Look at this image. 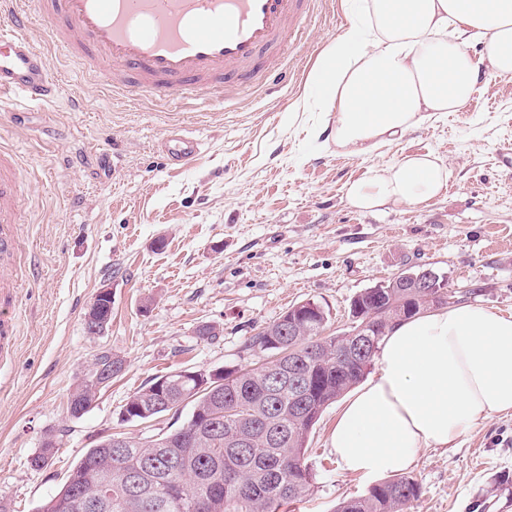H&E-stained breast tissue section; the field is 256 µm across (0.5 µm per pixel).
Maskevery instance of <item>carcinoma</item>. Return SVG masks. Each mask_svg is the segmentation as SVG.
Segmentation results:
<instances>
[{"mask_svg": "<svg viewBox=\"0 0 512 512\" xmlns=\"http://www.w3.org/2000/svg\"><path fill=\"white\" fill-rule=\"evenodd\" d=\"M420 288H367L352 301L350 315L371 333L374 349L345 357L348 336L325 334L328 314L316 302L291 307L262 327L245 345L259 358L252 366L224 371L216 395L214 381L182 378L175 370L135 392L128 417L154 421L183 404L192 406L178 429L158 439L128 441L112 452L97 444L69 471L67 481L37 512H85L79 495L99 500L97 512H282L310 491L313 474L305 463L309 434L325 409L358 384L373 364L392 324L414 315ZM295 326L299 335H288ZM281 361L303 381L300 391L277 382L269 357ZM93 361L112 362V376L125 369L124 358L101 349ZM98 388L93 371L68 401L88 410ZM57 452L48 438L30 461L46 466ZM421 497L418 481L393 475L365 494L340 501L334 512H408Z\"/></svg>", "mask_w": 512, "mask_h": 512, "instance_id": "cac0c4a2", "label": "carcinoma"}]
</instances>
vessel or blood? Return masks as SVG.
<instances>
[{
  "instance_id": "1",
  "label": "vessel or blood",
  "mask_w": 512,
  "mask_h": 512,
  "mask_svg": "<svg viewBox=\"0 0 512 512\" xmlns=\"http://www.w3.org/2000/svg\"><path fill=\"white\" fill-rule=\"evenodd\" d=\"M310 0H27L26 9L0 7V105L38 104L59 86L27 31L46 26L54 49L113 93L159 101L180 92L213 97L225 86L269 85L286 72L288 34ZM171 164L191 166L201 147L184 131L164 145ZM16 154L0 150V260L21 251ZM13 288L0 282V361L12 360L17 323L6 309Z\"/></svg>"
}]
</instances>
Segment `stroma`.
Wrapping results in <instances>:
<instances>
[{
    "label": "stroma",
    "instance_id": "35a3bbf8",
    "mask_svg": "<svg viewBox=\"0 0 512 512\" xmlns=\"http://www.w3.org/2000/svg\"><path fill=\"white\" fill-rule=\"evenodd\" d=\"M352 0H313L288 39L279 83L228 88L199 103L111 95L51 46L45 25L28 36L61 90L18 117L0 110V146L18 149L24 264H0L19 285L14 361L0 369V504L36 512L102 436L135 440L179 428L191 406L148 423L123 421L128 398L175 369L208 373L251 364L243 348L294 304L328 310L348 329L363 289L420 267L444 273L457 303L512 312V77L488 75L461 111L426 122L379 153L347 158L312 133L315 112L296 110L321 49L348 26ZM85 101L81 110L72 97ZM193 132L203 154L171 165L172 128ZM448 166L442 193L417 205L366 212L348 182L409 154ZM112 289L104 335L87 334L97 291ZM211 326L210 338L197 336ZM126 361L88 412L67 398L100 347ZM333 403L308 439L314 474L294 512H333L365 494L370 478L342 473L329 448ZM59 448L44 468L29 460L45 437ZM409 473L422 495L410 512H512V413L454 445L422 449Z\"/></svg>",
    "mask_w": 512,
    "mask_h": 512
}]
</instances>
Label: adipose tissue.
I'll return each instance as SVG.
<instances>
[{
  "mask_svg": "<svg viewBox=\"0 0 512 512\" xmlns=\"http://www.w3.org/2000/svg\"><path fill=\"white\" fill-rule=\"evenodd\" d=\"M487 52L472 54L470 44ZM512 74V0H362L329 41L303 95L345 156L371 154L414 127L461 111L484 72ZM447 166L418 154L348 183L361 210L415 205L448 184ZM512 412V313L465 304L418 314L386 336L373 377L345 401L329 446L342 472H402L421 449L444 448Z\"/></svg>",
  "mask_w": 512,
  "mask_h": 512,
  "instance_id": "obj_1",
  "label": "adipose tissue"
}]
</instances>
